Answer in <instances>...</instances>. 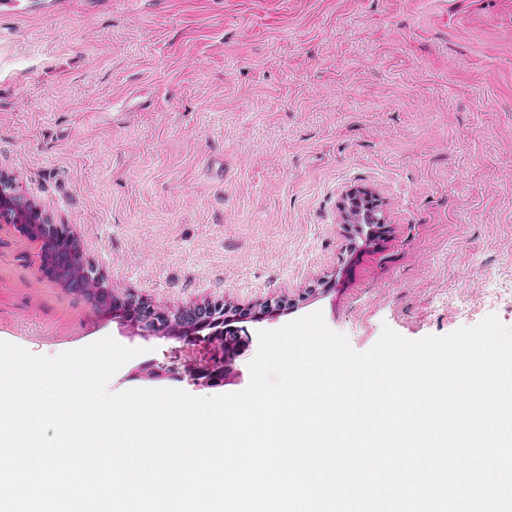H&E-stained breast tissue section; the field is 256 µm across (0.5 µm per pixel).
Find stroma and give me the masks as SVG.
I'll list each match as a JSON object with an SVG mask.
<instances>
[{
  "label": "stroma",
  "instance_id": "obj_1",
  "mask_svg": "<svg viewBox=\"0 0 512 512\" xmlns=\"http://www.w3.org/2000/svg\"><path fill=\"white\" fill-rule=\"evenodd\" d=\"M19 0L0 17V176L124 301L242 322L222 384L151 379L143 338L0 224V341L139 349L108 390H243L258 333L319 311L358 351L496 315L512 328V0ZM371 192L383 226L343 221Z\"/></svg>",
  "mask_w": 512,
  "mask_h": 512
}]
</instances>
